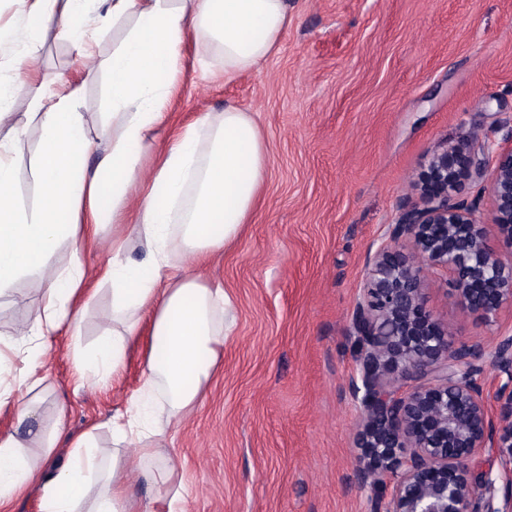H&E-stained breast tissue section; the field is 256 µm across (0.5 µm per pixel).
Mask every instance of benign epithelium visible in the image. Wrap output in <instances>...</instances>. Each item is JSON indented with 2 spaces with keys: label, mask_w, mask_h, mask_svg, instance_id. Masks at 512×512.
<instances>
[{
  "label": "benign epithelium",
  "mask_w": 512,
  "mask_h": 512,
  "mask_svg": "<svg viewBox=\"0 0 512 512\" xmlns=\"http://www.w3.org/2000/svg\"><path fill=\"white\" fill-rule=\"evenodd\" d=\"M487 181L490 224L464 194ZM422 204L402 210L378 248L351 314L361 356L350 381L362 453L353 481L370 512H512V336L486 347L453 338L428 306L422 271L453 275L461 305L488 323L512 307V147L472 136L434 153ZM497 372L493 425L484 365ZM491 448L502 471L470 478Z\"/></svg>",
  "instance_id": "1"
}]
</instances>
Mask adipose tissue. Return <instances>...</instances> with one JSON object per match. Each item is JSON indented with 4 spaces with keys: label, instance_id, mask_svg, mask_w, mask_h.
I'll use <instances>...</instances> for the list:
<instances>
[{
    "label": "adipose tissue",
    "instance_id": "adipose-tissue-1",
    "mask_svg": "<svg viewBox=\"0 0 512 512\" xmlns=\"http://www.w3.org/2000/svg\"><path fill=\"white\" fill-rule=\"evenodd\" d=\"M32 23L28 43L0 81V298L22 301L29 281H40L44 302L32 317L0 333V408L23 387L20 420L40 414L48 377L41 356L61 326L82 329L86 270L80 243L100 225L131 223L116 234L102 272L112 283V308L104 333L75 347L80 375H120L130 345L149 334L142 383L124 412L112 418L111 459L92 433L72 439L66 462L44 473L31 449L52 457L60 424L0 434V504L31 486L41 490V512H129L138 484L152 485L146 512H178L184 485H172L179 458L155 448L156 438L178 426L200 401L228 334L223 316L233 303L224 288L180 275L185 262L202 265L221 256L261 207L269 148L256 112L234 103L208 112L165 144L156 134L183 66L189 31L203 39L207 56L223 67L225 80L256 72L279 48L292 16L287 0H24ZM96 9L101 26L123 34L106 61L111 106L103 139L90 137L77 107L80 87L35 85L40 37ZM29 110L18 113L20 93ZM37 127L32 162L35 193L17 188L21 145ZM99 152L88 167L90 152ZM151 173H144L148 157ZM69 248V262L53 260ZM140 251L141 260L131 257ZM22 358L18 384L3 373Z\"/></svg>",
    "mask_w": 512,
    "mask_h": 512
}]
</instances>
